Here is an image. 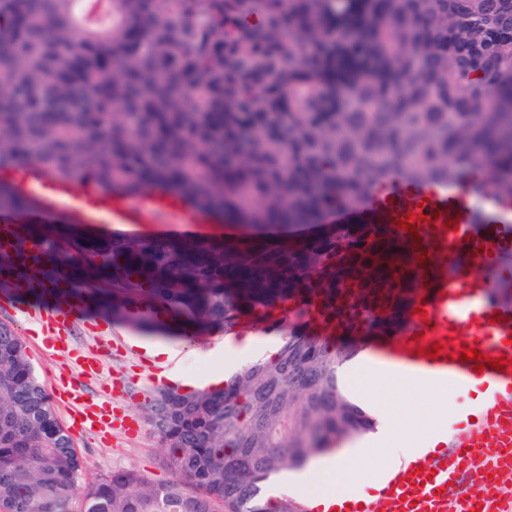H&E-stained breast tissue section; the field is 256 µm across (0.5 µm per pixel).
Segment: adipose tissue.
Listing matches in <instances>:
<instances>
[{"label": "adipose tissue", "mask_w": 512, "mask_h": 512, "mask_svg": "<svg viewBox=\"0 0 512 512\" xmlns=\"http://www.w3.org/2000/svg\"><path fill=\"white\" fill-rule=\"evenodd\" d=\"M224 347L231 352L232 357L223 374L210 378L209 383L213 386L222 385L249 364L273 358L280 349V340L276 337L260 338L254 335L240 339L230 335L225 337ZM393 348L392 342H379L377 348L358 352L339 368V380L352 393L354 399L368 397L376 388L383 386L406 388L415 384V376L406 374L392 360ZM374 418L373 432L367 433L363 439L353 444L329 453L323 465L311 473L301 475V483L313 487L310 506L315 512H336L346 500L363 499V492L351 489L354 475L348 468V462L365 448L374 446L388 450L392 463L408 461L415 456V449L398 448L394 445V435L403 425V418L392 417L382 410L375 412Z\"/></svg>", "instance_id": "1"}]
</instances>
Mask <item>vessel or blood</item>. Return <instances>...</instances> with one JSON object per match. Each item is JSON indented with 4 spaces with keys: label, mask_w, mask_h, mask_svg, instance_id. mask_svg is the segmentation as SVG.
Instances as JSON below:
<instances>
[{
    "label": "vessel or blood",
    "mask_w": 512,
    "mask_h": 512,
    "mask_svg": "<svg viewBox=\"0 0 512 512\" xmlns=\"http://www.w3.org/2000/svg\"><path fill=\"white\" fill-rule=\"evenodd\" d=\"M20 196L36 201L48 212H65L75 224H216L219 216L189 207L182 199L156 191L135 195L109 191L87 183L53 180L20 165L5 174ZM418 214L414 231L398 228V220ZM457 221L450 229L448 221ZM340 224H388L393 228L396 251L391 265L415 278L412 303L425 315L406 312L401 343L405 366L428 379L470 387L479 382L485 400L480 419L460 415L447 443L429 457L409 463L377 496L385 512H448V492L464 470L478 468L488 481L460 501L457 512H512V368L498 371L473 369L471 362L455 359L464 346L491 358L512 361V311L491 305L495 278L512 273L500 260L512 254V218L504 214L492 191L473 196L457 186L392 183L354 210H337ZM27 277L14 280L27 288L43 269L35 244L25 254ZM56 305L45 317L61 327L78 319V303L69 284H59ZM444 344L439 358H428L432 345ZM66 397L74 406L72 426L92 433L121 429L131 423L113 416L104 402H90L74 392Z\"/></svg>",
    "instance_id": "1"
}]
</instances>
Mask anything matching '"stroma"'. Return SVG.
Instances as JSON below:
<instances>
[{"instance_id": "1", "label": "stroma", "mask_w": 512, "mask_h": 512, "mask_svg": "<svg viewBox=\"0 0 512 512\" xmlns=\"http://www.w3.org/2000/svg\"><path fill=\"white\" fill-rule=\"evenodd\" d=\"M52 306L51 295L42 288L20 297L0 291V324L13 327L22 337L47 390L64 385L80 390L88 399L111 397L113 407L138 426L135 435L129 437L116 430L108 441L73 433L75 450L85 465L82 482L109 477L120 469L137 470L155 483L170 480L172 473L148 421L145 404L151 393L169 386L171 381L201 382L223 370V331H209L200 339L166 338L169 356L154 357L147 350L151 337L133 331L102 306L84 310L82 320L75 322L63 339L44 335L27 320L25 312L46 311ZM90 323L108 327L109 335L95 338L86 329ZM80 351L100 358L101 369L96 377L88 379L81 374L74 361ZM373 400L391 415H409L410 421L399 439L410 448L425 442L432 428L454 430L458 415L472 412L476 406L473 393L455 386L436 391L410 387L402 392L380 387L374 390Z\"/></svg>"}]
</instances>
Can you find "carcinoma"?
Wrapping results in <instances>:
<instances>
[{
    "label": "carcinoma",
    "instance_id": "cac0c4a2",
    "mask_svg": "<svg viewBox=\"0 0 512 512\" xmlns=\"http://www.w3.org/2000/svg\"><path fill=\"white\" fill-rule=\"evenodd\" d=\"M0 0V169L176 195L245 229L232 244L44 233L43 277L81 268L112 311L161 307L146 333L224 335L256 316L276 359L221 389L158 391L173 473L82 487L83 462L21 337L0 324V512H268L270 477L370 419L338 387L360 336L403 322L400 270L366 259L363 226L299 233L403 182L489 186L512 206V0ZM483 168L485 181H468ZM32 205L0 179V211Z\"/></svg>",
    "mask_w": 512,
    "mask_h": 512
}]
</instances>
